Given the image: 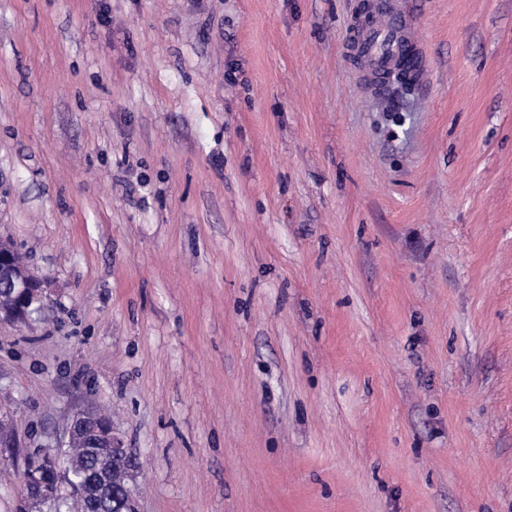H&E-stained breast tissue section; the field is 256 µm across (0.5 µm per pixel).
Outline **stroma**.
<instances>
[{
  "label": "stroma",
  "instance_id": "35a3bbf8",
  "mask_svg": "<svg viewBox=\"0 0 512 512\" xmlns=\"http://www.w3.org/2000/svg\"><path fill=\"white\" fill-rule=\"evenodd\" d=\"M0 0V512L109 409L141 512H512V0ZM398 0H372L370 11L383 18V23L364 22L349 33L352 56L363 63L371 76L389 96L406 98L414 92V84L405 72H396L382 81L386 71L404 67L415 82L424 77L425 60L410 29L420 11V0L403 5ZM14 249L11 244L0 241V292L11 291L14 296L21 298L25 312L21 316L17 308L0 309V322L22 323L29 319L28 310L31 307L40 308L44 302L40 279L24 268Z\"/></svg>",
  "mask_w": 512,
  "mask_h": 512
}]
</instances>
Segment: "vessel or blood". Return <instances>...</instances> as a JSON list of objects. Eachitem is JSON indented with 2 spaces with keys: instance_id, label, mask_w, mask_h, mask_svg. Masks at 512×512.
<instances>
[{
  "instance_id": "1",
  "label": "vessel or blood",
  "mask_w": 512,
  "mask_h": 512,
  "mask_svg": "<svg viewBox=\"0 0 512 512\" xmlns=\"http://www.w3.org/2000/svg\"><path fill=\"white\" fill-rule=\"evenodd\" d=\"M420 0H371L373 21L352 29L349 43L353 57L363 63L374 79H382L386 71L404 67L414 81H421L425 60L410 29L420 11Z\"/></svg>"
}]
</instances>
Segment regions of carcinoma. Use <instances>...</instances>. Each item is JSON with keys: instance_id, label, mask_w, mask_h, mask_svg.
Returning a JSON list of instances; mask_svg holds the SVG:
<instances>
[{"instance_id": "cac0c4a2", "label": "carcinoma", "mask_w": 512, "mask_h": 512, "mask_svg": "<svg viewBox=\"0 0 512 512\" xmlns=\"http://www.w3.org/2000/svg\"><path fill=\"white\" fill-rule=\"evenodd\" d=\"M389 96L406 98L413 94L414 84L404 72H396L381 82ZM70 477L83 484L84 495L74 501L77 512H122L123 503L131 490L130 476L134 467L125 466L112 478V460L101 450L74 444L66 452Z\"/></svg>"}]
</instances>
